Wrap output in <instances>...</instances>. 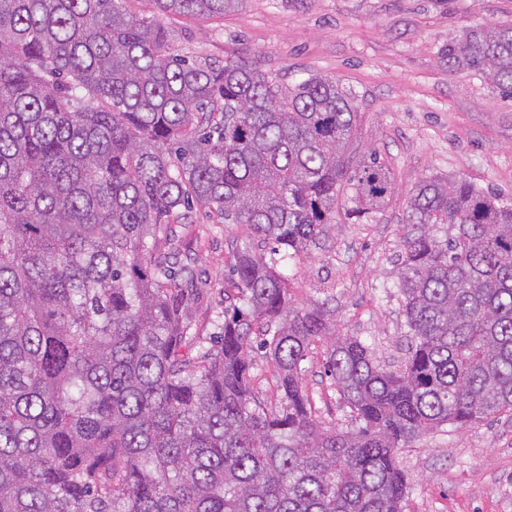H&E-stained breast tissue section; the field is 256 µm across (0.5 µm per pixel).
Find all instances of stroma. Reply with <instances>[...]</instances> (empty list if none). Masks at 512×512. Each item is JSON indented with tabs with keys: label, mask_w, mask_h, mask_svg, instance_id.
Here are the masks:
<instances>
[{
	"label": "stroma",
	"mask_w": 512,
	"mask_h": 512,
	"mask_svg": "<svg viewBox=\"0 0 512 512\" xmlns=\"http://www.w3.org/2000/svg\"><path fill=\"white\" fill-rule=\"evenodd\" d=\"M181 52L257 59L290 80L318 72L358 94V153L377 151L394 177L383 209L337 214L289 266L294 306L327 301L337 331L376 339L399 355L406 333L395 292L410 191L428 175L461 176L512 201V100L472 73L448 70L441 47L480 26H512V0H244L221 17L163 16ZM177 259L189 260L192 331L224 320V280L241 224H217L203 208L181 225ZM326 347L300 364L323 426L349 427V409L325 373ZM409 490L402 512H512V413L431 431L399 449Z\"/></svg>",
	"instance_id": "stroma-1"
}]
</instances>
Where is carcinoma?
Returning <instances> with one entry per match:
<instances>
[{
    "mask_svg": "<svg viewBox=\"0 0 512 512\" xmlns=\"http://www.w3.org/2000/svg\"><path fill=\"white\" fill-rule=\"evenodd\" d=\"M0 0V512H399L397 451L512 412V204L457 177L413 188L395 284L401 359L292 306L282 269L323 236L339 193L383 208L392 172L352 142L357 94L257 60L179 53L158 14L243 0ZM512 100V27L439 51ZM199 205L272 244L234 248L219 333H191L165 250ZM352 428H325L300 362ZM279 404L250 389L251 349ZM326 344L315 343L307 352L306 359L300 363L304 371V388L312 399L313 408L318 420L324 427H335L339 430L350 429L346 406L333 380L325 374Z\"/></svg>",
    "mask_w": 512,
    "mask_h": 512,
    "instance_id": "obj_1",
    "label": "carcinoma"
}]
</instances>
